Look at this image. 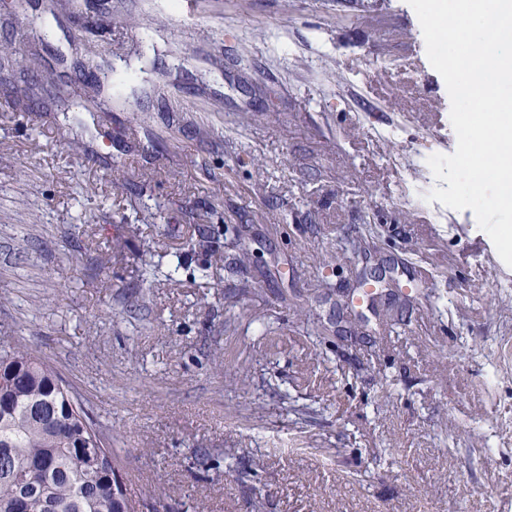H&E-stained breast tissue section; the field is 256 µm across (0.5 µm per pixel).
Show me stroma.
Returning a JSON list of instances; mask_svg holds the SVG:
<instances>
[{
    "mask_svg": "<svg viewBox=\"0 0 512 512\" xmlns=\"http://www.w3.org/2000/svg\"><path fill=\"white\" fill-rule=\"evenodd\" d=\"M1 47L82 105H0V339L129 497L512 512V267L407 165L457 147L407 0H0Z\"/></svg>",
    "mask_w": 512,
    "mask_h": 512,
    "instance_id": "35a3bbf8",
    "label": "stroma"
}]
</instances>
